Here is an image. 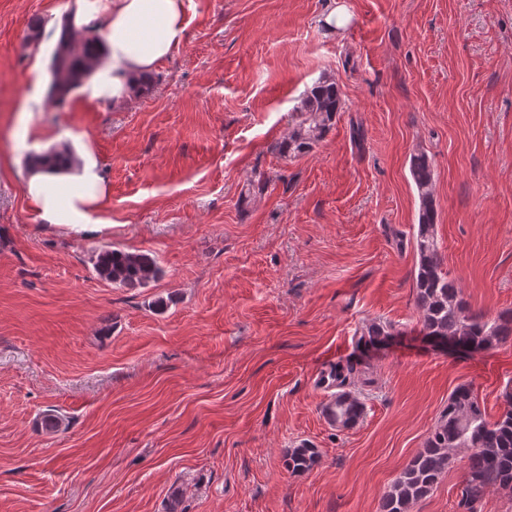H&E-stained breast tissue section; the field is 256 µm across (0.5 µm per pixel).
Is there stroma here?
I'll list each match as a JSON object with an SVG mask.
<instances>
[{"instance_id":"stroma-1","label":"stroma","mask_w":512,"mask_h":512,"mask_svg":"<svg viewBox=\"0 0 512 512\" xmlns=\"http://www.w3.org/2000/svg\"><path fill=\"white\" fill-rule=\"evenodd\" d=\"M73 5L0 0V512H380L458 385L491 420L512 388V339L424 342L410 245L423 153L445 270L473 312L512 310V0H185L150 91L57 108L35 90ZM323 77L344 102L331 131L281 154ZM62 143L108 182L99 230L24 196L29 157ZM105 247L162 273L112 285ZM372 320L400 336L360 346ZM350 357L373 383L342 429L318 380ZM302 442L319 461L288 471ZM463 480L455 462L412 512H464Z\"/></svg>"}]
</instances>
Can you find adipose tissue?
<instances>
[{
  "label": "adipose tissue",
  "instance_id": "ef3b65f1",
  "mask_svg": "<svg viewBox=\"0 0 512 512\" xmlns=\"http://www.w3.org/2000/svg\"><path fill=\"white\" fill-rule=\"evenodd\" d=\"M76 25L98 32L103 62L85 85L87 97L123 103L170 59L186 30L184 0H76ZM25 194L44 223L84 230L98 224L108 185L88 151L75 150L65 166H32Z\"/></svg>",
  "mask_w": 512,
  "mask_h": 512
}]
</instances>
